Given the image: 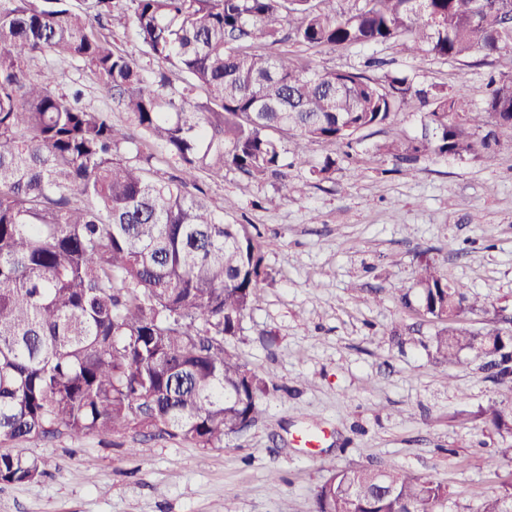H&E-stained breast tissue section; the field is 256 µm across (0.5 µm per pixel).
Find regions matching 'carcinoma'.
Segmentation results:
<instances>
[{
  "label": "carcinoma",
  "instance_id": "carcinoma-1",
  "mask_svg": "<svg viewBox=\"0 0 512 512\" xmlns=\"http://www.w3.org/2000/svg\"><path fill=\"white\" fill-rule=\"evenodd\" d=\"M70 0H0V483L46 471L24 445L65 434L141 428L220 448L259 421L277 386L224 341L239 335L269 273L252 224H231L197 174L232 168L255 182L281 174L283 139L352 147L355 136L405 108L423 134L381 150L402 163L422 154L491 163L498 132L512 129V75L492 77L483 107L429 94L385 74L316 70L276 53L404 39L425 54L464 58L512 47V0H130L146 52L182 75L166 96L112 46L102 19ZM46 55L78 60L118 99L178 175L153 179L151 153L121 146L128 127L59 93L56 70L31 76ZM482 307L467 286L421 266L419 310L439 324L438 364L462 365L480 349L505 399L483 412L512 436L509 337L478 334L464 318ZM448 486L387 466L332 468L312 512H442ZM477 512H512V483Z\"/></svg>",
  "mask_w": 512,
  "mask_h": 512
}]
</instances>
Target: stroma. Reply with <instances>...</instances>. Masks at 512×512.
Wrapping results in <instances>:
<instances>
[{
    "label": "stroma",
    "mask_w": 512,
    "mask_h": 512,
    "mask_svg": "<svg viewBox=\"0 0 512 512\" xmlns=\"http://www.w3.org/2000/svg\"><path fill=\"white\" fill-rule=\"evenodd\" d=\"M328 69L407 77L483 106L490 76L512 73V50L456 60L414 58L402 42L306 50ZM62 87L85 86L86 101L128 124L110 97L74 62L58 67ZM421 132V115L401 111L362 131L350 151L310 145L295 153L285 181L257 183L233 169L201 173L200 186L228 223L256 225L273 283L229 347L278 390L258 424L201 448L139 430L31 443L43 479L0 484V512H312L331 467L381 464L447 485V512H475L504 482L512 461L487 466L502 439L478 416L497 387L477 356L440 366L430 356L437 325L421 315L418 272L429 261L466 284L487 309L465 324L486 333L512 327V132L495 164L473 156L423 155L413 165L382 154L384 143ZM325 177L313 170L325 156ZM407 329L404 346L394 327ZM146 452H139V445ZM283 478L269 485L271 471Z\"/></svg>",
    "instance_id": "obj_1"
}]
</instances>
